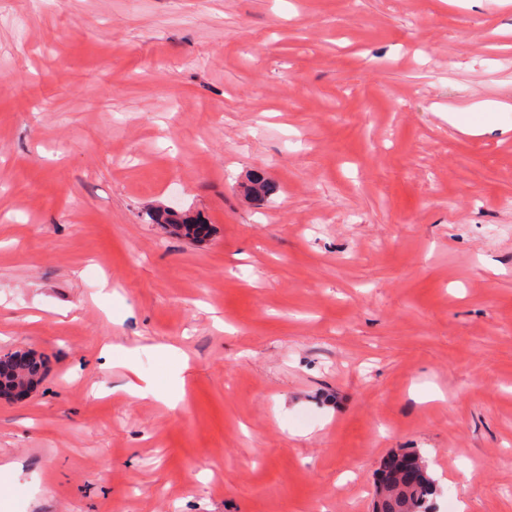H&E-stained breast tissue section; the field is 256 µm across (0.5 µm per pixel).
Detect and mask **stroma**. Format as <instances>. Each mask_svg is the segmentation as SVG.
Returning a JSON list of instances; mask_svg holds the SVG:
<instances>
[{"instance_id": "1", "label": "stroma", "mask_w": 512, "mask_h": 512, "mask_svg": "<svg viewBox=\"0 0 512 512\" xmlns=\"http://www.w3.org/2000/svg\"><path fill=\"white\" fill-rule=\"evenodd\" d=\"M509 197L512 0H0V512H512ZM154 211L152 214L154 220L163 224H171L178 233L182 232L188 238L197 239L203 230H209L207 224L186 215L181 216L168 207H158ZM10 355L15 354V368L26 367L31 362L39 364V372L36 376L29 375L22 379L16 380L12 378L9 382L0 384V399H9L15 401H22L28 398L30 394L42 383L44 380L48 365L47 362L37 350L34 349H19L9 352ZM14 368V369H15ZM417 460L426 464L424 474L414 476L407 484L399 486V478ZM381 481H391L394 487L387 498L378 501L377 512L435 511L433 497L437 493L436 483L428 472L427 459L420 452L411 451L391 457L386 463Z\"/></svg>"}]
</instances>
